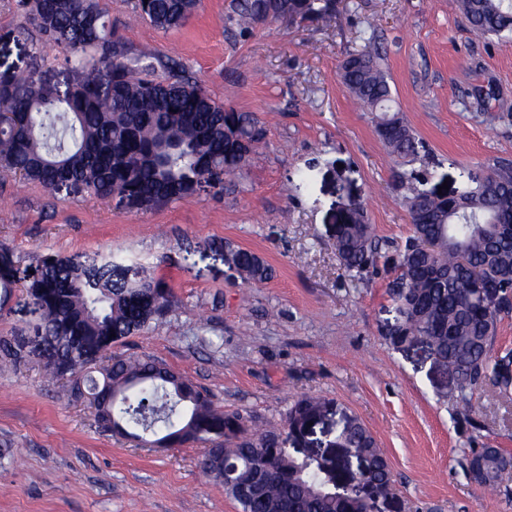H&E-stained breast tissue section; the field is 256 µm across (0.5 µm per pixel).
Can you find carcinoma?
Returning a JSON list of instances; mask_svg holds the SVG:
<instances>
[{"instance_id": "obj_1", "label": "carcinoma", "mask_w": 512, "mask_h": 512, "mask_svg": "<svg viewBox=\"0 0 512 512\" xmlns=\"http://www.w3.org/2000/svg\"><path fill=\"white\" fill-rule=\"evenodd\" d=\"M21 6L32 16L43 48L59 49L79 72L74 81L47 84L35 73L16 79L0 75V167L49 192L82 186L91 195L115 193L152 208L191 197L198 180L224 166L240 170L265 136L251 112H228L195 83L156 73L152 54L128 57L106 39L98 0H32ZM477 34L512 33V0H457ZM198 0H137L139 14L156 28L181 27ZM336 0H233L229 19L247 30L270 20V10L301 19L328 15ZM344 85L360 104L378 113L376 130L389 151L417 153V142L399 112L376 48L348 55L339 68ZM413 235L397 249V287L390 296L400 320L390 342L405 346L428 340L436 360L460 381L458 403L468 408L475 386L489 378L512 389V351L490 352L498 322L512 312L488 309L480 293L459 274L464 259L480 280L512 296V166L497 160L490 173L455 196L420 191L409 199ZM238 271L254 283L272 277L255 252L224 244ZM336 252L350 271L376 264L379 255L371 225L354 209L337 225ZM129 269L110 257L40 258L25 291L41 311L40 336L54 378L70 370V397H91L96 417L115 434L174 448L186 442L220 441L207 450L203 470L224 485L241 512H369V505L341 495L308 459L292 455L279 430L250 431L248 417L214 406L190 378L148 358L103 353L162 319L174 300L166 282ZM0 363H22L14 339L0 337ZM326 401L305 396L285 413V423L313 419ZM342 447L365 459L369 478L392 490L384 449L359 420L341 431ZM463 467L479 486L495 491L512 456L482 448L464 456Z\"/></svg>"}]
</instances>
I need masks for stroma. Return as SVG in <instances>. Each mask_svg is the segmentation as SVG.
<instances>
[{
  "mask_svg": "<svg viewBox=\"0 0 512 512\" xmlns=\"http://www.w3.org/2000/svg\"><path fill=\"white\" fill-rule=\"evenodd\" d=\"M231 3L201 0L183 26L163 31L138 17L136 0H100L125 54L151 49L225 108L255 113L266 137L223 193L152 209L52 195L0 169V253L12 281L0 336L33 335L39 314L23 283L42 255L119 256L153 270L175 304L113 354L162 361L266 428H282L298 397H323L329 410L309 442L326 447L356 418L386 449L394 488L381 512H512L460 466L474 448L512 453V391L484 381L463 411L454 372L426 342L388 339L399 320L392 257L412 234L405 175L456 193L489 160H512V36H475L456 0H337L333 16L247 31L229 22ZM27 24L18 0H0V74L63 76V54L37 49ZM369 38L419 141L414 156L388 153L374 113L340 80L341 61ZM352 204L382 243L361 273L335 249ZM228 242L262 256L272 279L244 282L224 262ZM206 451L106 432L43 362L0 366V512H240L202 470Z\"/></svg>",
  "mask_w": 512,
  "mask_h": 512,
  "instance_id": "1",
  "label": "stroma"
}]
</instances>
